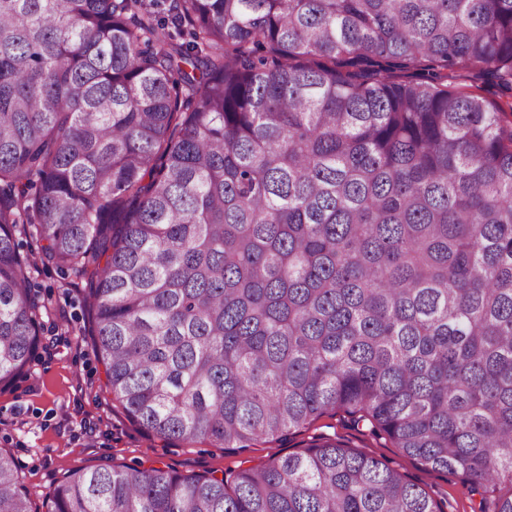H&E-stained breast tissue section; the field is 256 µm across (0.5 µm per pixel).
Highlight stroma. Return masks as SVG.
Masks as SVG:
<instances>
[{"mask_svg": "<svg viewBox=\"0 0 512 512\" xmlns=\"http://www.w3.org/2000/svg\"><path fill=\"white\" fill-rule=\"evenodd\" d=\"M16 239L33 262L30 287L45 311L40 345L28 373L0 388V448L13 455L33 512H41L54 488L78 468L124 465L219 475L297 451L319 434L405 474L444 512H483L480 491L459 478L423 470L390 441L351 428L339 410L326 412L286 441L261 442L244 453L207 441L187 445L147 435L103 387L104 365L84 334L83 288L76 286L71 272L41 262L31 225H18Z\"/></svg>", "mask_w": 512, "mask_h": 512, "instance_id": "obj_1", "label": "stroma"}]
</instances>
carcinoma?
Returning <instances> with one entry per match:
<instances>
[{
  "instance_id": "cac0c4a2",
  "label": "carcinoma",
  "mask_w": 512,
  "mask_h": 512,
  "mask_svg": "<svg viewBox=\"0 0 512 512\" xmlns=\"http://www.w3.org/2000/svg\"><path fill=\"white\" fill-rule=\"evenodd\" d=\"M456 73L512 90V0H0V386L39 344L36 219L147 433L247 450L342 409L512 512V101ZM45 506L439 512L330 441ZM0 512H31L2 450Z\"/></svg>"
}]
</instances>
